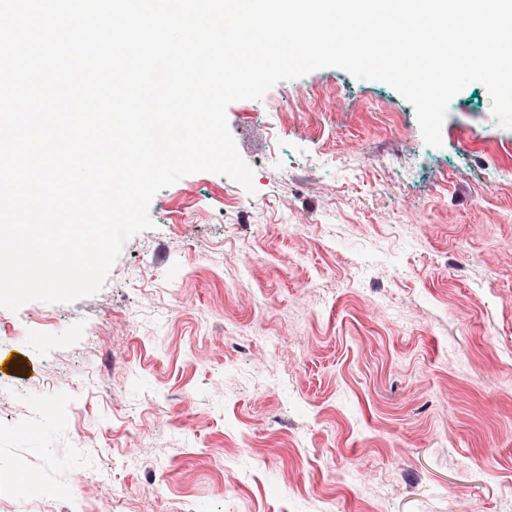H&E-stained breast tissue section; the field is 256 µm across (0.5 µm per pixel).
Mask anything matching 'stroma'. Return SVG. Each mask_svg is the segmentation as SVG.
Returning a JSON list of instances; mask_svg holds the SVG:
<instances>
[{
	"mask_svg": "<svg viewBox=\"0 0 512 512\" xmlns=\"http://www.w3.org/2000/svg\"><path fill=\"white\" fill-rule=\"evenodd\" d=\"M226 115L252 189L186 176L96 294L0 308V473L55 492L0 512H71L78 475L84 512H512V182L486 176L512 129L486 88L438 148L339 68Z\"/></svg>",
	"mask_w": 512,
	"mask_h": 512,
	"instance_id": "35a3bbf8",
	"label": "stroma"
}]
</instances>
